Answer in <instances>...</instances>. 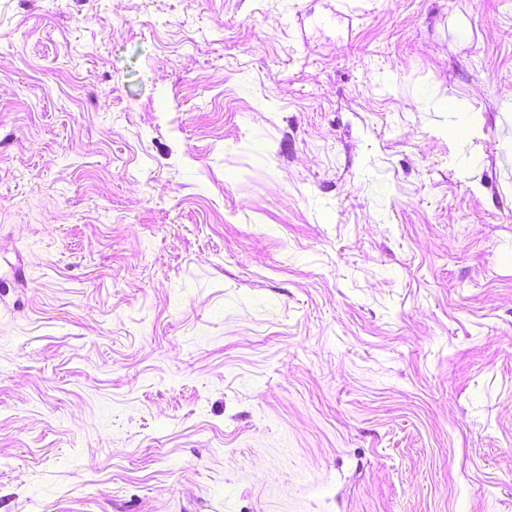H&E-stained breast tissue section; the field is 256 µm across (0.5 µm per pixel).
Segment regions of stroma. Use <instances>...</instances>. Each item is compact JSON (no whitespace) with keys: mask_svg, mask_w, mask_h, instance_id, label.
Segmentation results:
<instances>
[{"mask_svg":"<svg viewBox=\"0 0 512 512\" xmlns=\"http://www.w3.org/2000/svg\"><path fill=\"white\" fill-rule=\"evenodd\" d=\"M511 91L512 0H0V512H512Z\"/></svg>","mask_w":512,"mask_h":512,"instance_id":"stroma-1","label":"stroma"}]
</instances>
